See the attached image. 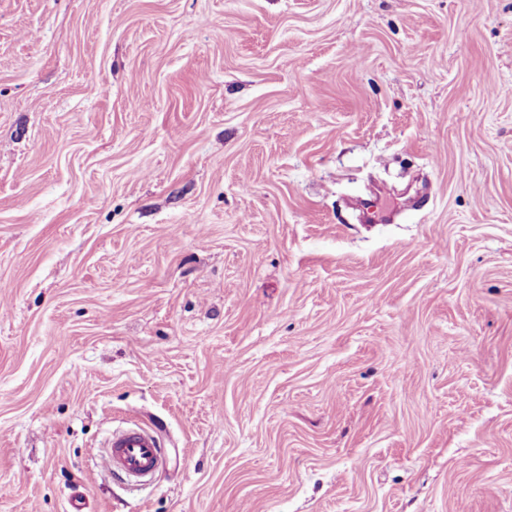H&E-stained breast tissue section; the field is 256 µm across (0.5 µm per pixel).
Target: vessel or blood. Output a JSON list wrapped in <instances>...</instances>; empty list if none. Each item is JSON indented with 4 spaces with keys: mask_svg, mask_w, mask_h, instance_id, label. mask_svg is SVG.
I'll return each mask as SVG.
<instances>
[{
    "mask_svg": "<svg viewBox=\"0 0 512 512\" xmlns=\"http://www.w3.org/2000/svg\"><path fill=\"white\" fill-rule=\"evenodd\" d=\"M106 448L113 472L135 485L151 481L166 465V453L158 437L136 424L112 431Z\"/></svg>",
    "mask_w": 512,
    "mask_h": 512,
    "instance_id": "vessel-or-blood-1",
    "label": "vessel or blood"
}]
</instances>
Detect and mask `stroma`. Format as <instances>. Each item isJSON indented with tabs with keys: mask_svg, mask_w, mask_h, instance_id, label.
<instances>
[{
	"mask_svg": "<svg viewBox=\"0 0 512 512\" xmlns=\"http://www.w3.org/2000/svg\"><path fill=\"white\" fill-rule=\"evenodd\" d=\"M75 489L512 512V0H0V512ZM105 447L112 471L133 485L151 481L166 465L158 437L137 424L112 431Z\"/></svg>",
	"mask_w": 512,
	"mask_h": 512,
	"instance_id": "35a3bbf8",
	"label": "stroma"
}]
</instances>
